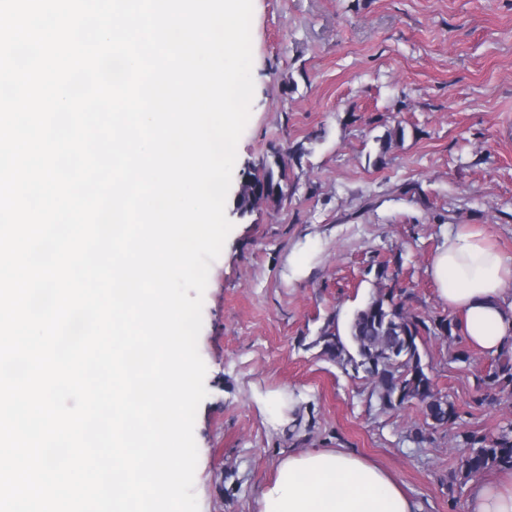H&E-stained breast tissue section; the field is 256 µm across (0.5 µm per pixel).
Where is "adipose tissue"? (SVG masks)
I'll list each match as a JSON object with an SVG mask.
<instances>
[{
	"mask_svg": "<svg viewBox=\"0 0 512 512\" xmlns=\"http://www.w3.org/2000/svg\"><path fill=\"white\" fill-rule=\"evenodd\" d=\"M440 301L460 317L467 342L498 353L512 343V257L482 231L444 235L428 270ZM259 512H421L388 471L353 453L325 448L282 459L263 486ZM465 512H512V473L475 479Z\"/></svg>",
	"mask_w": 512,
	"mask_h": 512,
	"instance_id": "adipose-tissue-1",
	"label": "adipose tissue"
}]
</instances>
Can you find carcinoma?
<instances>
[{
    "label": "carcinoma",
    "instance_id": "carcinoma-1",
    "mask_svg": "<svg viewBox=\"0 0 512 512\" xmlns=\"http://www.w3.org/2000/svg\"><path fill=\"white\" fill-rule=\"evenodd\" d=\"M288 176L280 153L273 161L264 160L247 173L237 191L241 215L266 206H278L284 199ZM367 303L348 319L345 332L335 323L327 324L316 343L323 353L336 360L343 369L364 372L372 382V394L384 408L394 409L416 400L425 421L433 428L455 423L456 412L448 396L435 389V384L422 364L420 344L434 336L453 343L458 323L444 315L423 316L406 307L405 289L384 283L386 271ZM486 390H497L512 396V349L504 348L492 357L487 373L478 378ZM457 445L464 449L453 484L475 477L490 468L512 470V424L494 436L470 429L455 434Z\"/></svg>",
    "mask_w": 512,
    "mask_h": 512
}]
</instances>
